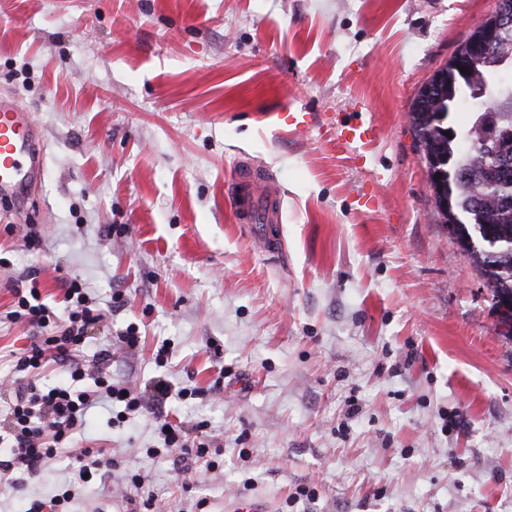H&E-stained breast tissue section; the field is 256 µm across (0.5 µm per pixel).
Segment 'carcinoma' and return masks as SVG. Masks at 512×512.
<instances>
[{"mask_svg":"<svg viewBox=\"0 0 512 512\" xmlns=\"http://www.w3.org/2000/svg\"><path fill=\"white\" fill-rule=\"evenodd\" d=\"M504 66L512 67V33L500 48L472 54L464 76L441 82L435 90L434 111L426 112L415 103L409 112L425 153L451 157L435 171L441 178L430 180L431 187L449 184L460 222L448 231L461 245L474 238L481 244L465 251L492 287L496 301L512 296V167L473 144L491 136L512 140V87L503 86L499 75ZM466 95L480 100L481 106L458 131L451 114Z\"/></svg>","mask_w":512,"mask_h":512,"instance_id":"cac0c4a2","label":"carcinoma"}]
</instances>
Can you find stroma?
<instances>
[{"instance_id":"1","label":"stroma","mask_w":512,"mask_h":512,"mask_svg":"<svg viewBox=\"0 0 512 512\" xmlns=\"http://www.w3.org/2000/svg\"><path fill=\"white\" fill-rule=\"evenodd\" d=\"M497 0H0V96L46 138L41 190L0 199V372L33 330L20 282L61 310L79 280L116 384L174 389L164 411L209 452L183 468L153 406L93 408L111 454L70 512H512V335L449 234L409 121L419 89ZM313 117L298 135L273 115ZM377 134L337 151V124ZM284 200L282 255L253 246L242 163ZM136 327L140 342L119 337ZM163 364H156L160 346ZM156 456H147V449ZM138 474L141 486L128 477ZM55 462L0 487V512L63 490Z\"/></svg>"}]
</instances>
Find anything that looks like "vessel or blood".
<instances>
[{"instance_id":"b4317fda","label":"vessel or blood","mask_w":512,"mask_h":512,"mask_svg":"<svg viewBox=\"0 0 512 512\" xmlns=\"http://www.w3.org/2000/svg\"><path fill=\"white\" fill-rule=\"evenodd\" d=\"M375 134L373 125L354 123L341 126L337 144L345 151L364 147ZM41 128L30 113L8 98H0V187L22 188L41 178L44 158L39 148ZM235 210L246 216V229L252 243L274 252L271 229L281 223L283 202L277 185L245 166L233 193Z\"/></svg>"}]
</instances>
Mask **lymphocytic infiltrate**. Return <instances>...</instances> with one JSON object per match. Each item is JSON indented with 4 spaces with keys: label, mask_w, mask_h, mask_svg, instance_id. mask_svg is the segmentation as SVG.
I'll use <instances>...</instances> for the list:
<instances>
[{
    "label": "lymphocytic infiltrate",
    "mask_w": 512,
    "mask_h": 512,
    "mask_svg": "<svg viewBox=\"0 0 512 512\" xmlns=\"http://www.w3.org/2000/svg\"><path fill=\"white\" fill-rule=\"evenodd\" d=\"M13 294V320L43 329L44 335L16 363L21 376L12 382L14 400L7 414L9 454L7 459H0V476L20 473L35 477L69 447L91 408L100 404L116 409V417L121 420L139 412L142 401L138 394L122 391L114 384L109 373L111 350H100L89 366L73 361V353L86 342L89 327L102 319L101 311L92 308L78 281L66 283L64 313L60 316L43 303L37 284L14 289ZM63 361L69 364L66 378L54 386L39 388L36 379L44 369ZM88 377L94 383L90 391L81 387Z\"/></svg>",
    "instance_id": "f902f5d3"
}]
</instances>
